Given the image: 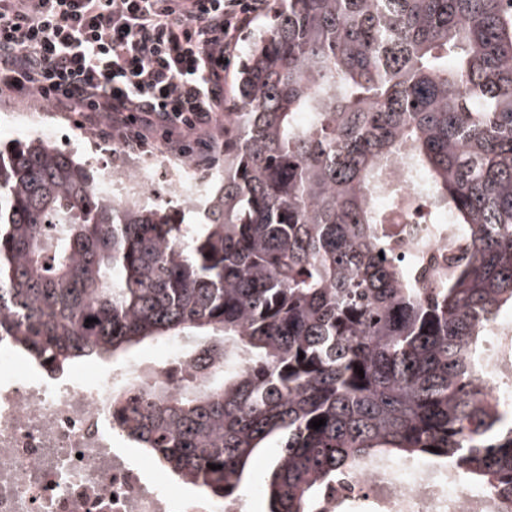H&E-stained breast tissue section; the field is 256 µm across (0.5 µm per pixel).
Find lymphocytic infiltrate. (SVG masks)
I'll use <instances>...</instances> for the list:
<instances>
[{
  "mask_svg": "<svg viewBox=\"0 0 512 512\" xmlns=\"http://www.w3.org/2000/svg\"><path fill=\"white\" fill-rule=\"evenodd\" d=\"M270 0H0V95L142 151L211 153L240 36Z\"/></svg>",
  "mask_w": 512,
  "mask_h": 512,
  "instance_id": "lymphocytic-infiltrate-1",
  "label": "lymphocytic infiltrate"
}]
</instances>
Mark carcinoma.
<instances>
[{"label": "carcinoma", "mask_w": 512, "mask_h": 512, "mask_svg": "<svg viewBox=\"0 0 512 512\" xmlns=\"http://www.w3.org/2000/svg\"><path fill=\"white\" fill-rule=\"evenodd\" d=\"M236 101L201 210L120 204L43 138L0 147V336L51 373L209 354L208 383L119 388L112 413L211 495L275 441L268 512L382 458L512 496V408L479 376L512 309V0H278ZM396 162L456 231L432 288L389 248Z\"/></svg>", "instance_id": "1"}]
</instances>
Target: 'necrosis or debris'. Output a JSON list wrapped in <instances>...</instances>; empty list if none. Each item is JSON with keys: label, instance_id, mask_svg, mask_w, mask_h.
<instances>
[{"label": "necrosis or debris", "instance_id": "necrosis-or-debris-1", "mask_svg": "<svg viewBox=\"0 0 512 512\" xmlns=\"http://www.w3.org/2000/svg\"><path fill=\"white\" fill-rule=\"evenodd\" d=\"M403 197L389 218L391 245L411 275L433 281L448 258L447 217L430 216L424 183L397 168ZM220 168L201 169L189 157L135 160L104 175L102 192L120 201H147L156 181L170 194L204 206ZM481 375L491 392L512 405V325L490 327ZM208 376L204 364L170 346L164 363L137 360L90 383L52 377L19 365L10 342L0 340V512H245L246 496L187 494L166 477L148 474L119 448L112 422V386L156 382L178 388L187 377ZM307 512H512V502L491 488L467 485L456 468L382 460L344 474L309 504Z\"/></svg>", "mask_w": 512, "mask_h": 512}]
</instances>
